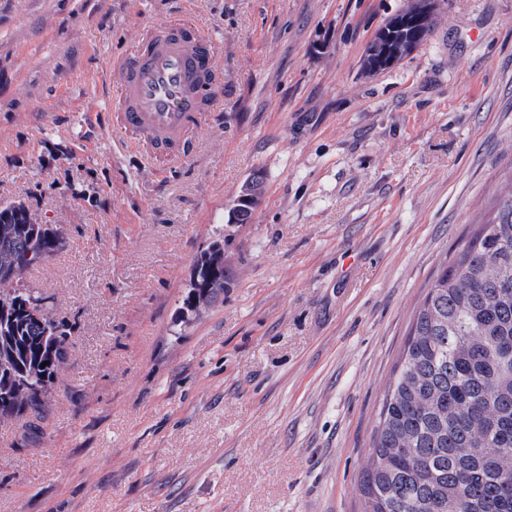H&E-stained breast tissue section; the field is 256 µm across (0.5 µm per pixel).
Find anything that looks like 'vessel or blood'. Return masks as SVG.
<instances>
[{"mask_svg":"<svg viewBox=\"0 0 512 512\" xmlns=\"http://www.w3.org/2000/svg\"><path fill=\"white\" fill-rule=\"evenodd\" d=\"M214 49L179 24L152 31L114 61L107 78L119 90L117 131L135 134L153 156H183L194 132L217 104Z\"/></svg>","mask_w":512,"mask_h":512,"instance_id":"1","label":"vessel or blood"}]
</instances>
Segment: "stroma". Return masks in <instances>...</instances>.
Wrapping results in <instances>:
<instances>
[{"label":"stroma","mask_w":512,"mask_h":512,"mask_svg":"<svg viewBox=\"0 0 512 512\" xmlns=\"http://www.w3.org/2000/svg\"><path fill=\"white\" fill-rule=\"evenodd\" d=\"M407 2L0 0V202L61 227L24 283L71 331L43 419L0 424V512H359L424 287L512 169V0H435L431 39L365 72ZM173 22L221 93L190 156L151 157L89 115ZM218 238L224 301L181 319ZM264 193L265 177L261 171H256L241 186L232 205L228 224L253 223Z\"/></svg>","instance_id":"stroma-1"}]
</instances>
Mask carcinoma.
Returning a JSON list of instances; mask_svg holds the SVG:
<instances>
[{"label": "carcinoma", "mask_w": 512, "mask_h": 512, "mask_svg": "<svg viewBox=\"0 0 512 512\" xmlns=\"http://www.w3.org/2000/svg\"><path fill=\"white\" fill-rule=\"evenodd\" d=\"M434 26L406 14L386 35L419 47ZM20 205L0 202L28 269L63 246L56 224H23ZM197 255V287L224 279ZM0 259V418L40 419L63 374L70 332L34 289ZM512 180L493 217L425 286L382 400L359 481L362 512H512Z\"/></svg>", "instance_id": "1"}]
</instances>
